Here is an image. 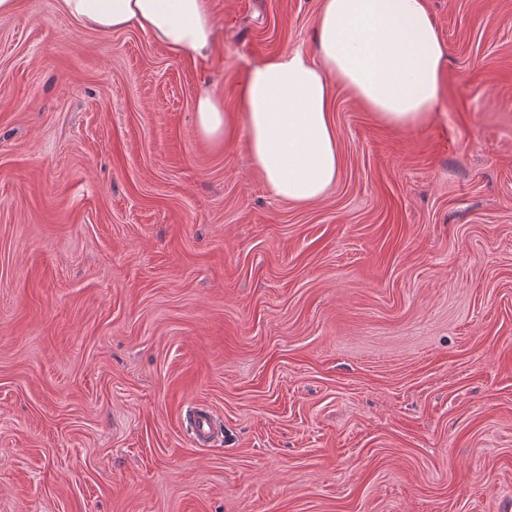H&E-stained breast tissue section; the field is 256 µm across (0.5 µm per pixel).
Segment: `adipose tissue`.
I'll return each mask as SVG.
<instances>
[{"mask_svg": "<svg viewBox=\"0 0 512 512\" xmlns=\"http://www.w3.org/2000/svg\"><path fill=\"white\" fill-rule=\"evenodd\" d=\"M80 27L110 33L137 28L169 52L208 54L214 45L209 0H59ZM446 58L426 0H321L315 47L266 59L249 71L242 110L230 118L222 99L202 89L199 134L218 142L241 128L253 165L272 193L310 204L335 185L341 166L330 117L334 83L346 86L383 123L431 121Z\"/></svg>", "mask_w": 512, "mask_h": 512, "instance_id": "1", "label": "adipose tissue"}]
</instances>
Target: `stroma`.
<instances>
[{
	"label": "stroma",
	"mask_w": 512,
	"mask_h": 512,
	"mask_svg": "<svg viewBox=\"0 0 512 512\" xmlns=\"http://www.w3.org/2000/svg\"><path fill=\"white\" fill-rule=\"evenodd\" d=\"M209 2L204 58L0 16V512H512V0H427L428 125L335 84L307 205L193 106L239 112L320 0ZM188 427L197 445L208 447L218 429V419L209 409L195 406L189 412Z\"/></svg>",
	"instance_id": "1"
}]
</instances>
